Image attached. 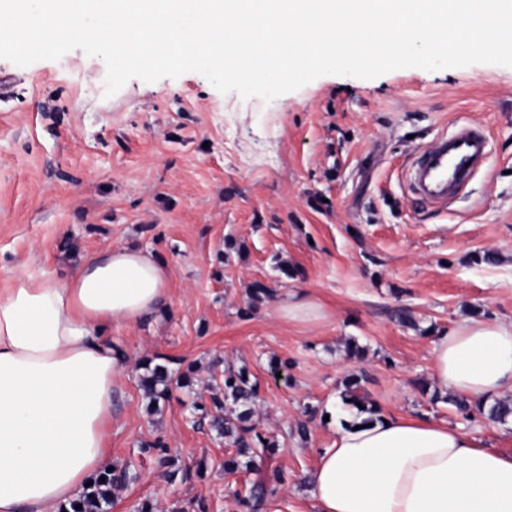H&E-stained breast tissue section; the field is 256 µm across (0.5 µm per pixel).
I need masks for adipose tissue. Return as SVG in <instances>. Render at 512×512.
Masks as SVG:
<instances>
[{"label": "adipose tissue", "instance_id": "adipose-tissue-1", "mask_svg": "<svg viewBox=\"0 0 512 512\" xmlns=\"http://www.w3.org/2000/svg\"><path fill=\"white\" fill-rule=\"evenodd\" d=\"M167 302L165 261L119 244L65 279L21 272L0 288V512H56L108 467L112 385L127 368L112 329ZM431 356L441 394L512 392V321L462 322ZM306 482L317 512H512V453L409 417H347Z\"/></svg>", "mask_w": 512, "mask_h": 512}]
</instances>
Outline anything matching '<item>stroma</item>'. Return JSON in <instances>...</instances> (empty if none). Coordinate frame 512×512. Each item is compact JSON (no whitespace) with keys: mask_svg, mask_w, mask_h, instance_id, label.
Wrapping results in <instances>:
<instances>
[{"mask_svg":"<svg viewBox=\"0 0 512 512\" xmlns=\"http://www.w3.org/2000/svg\"><path fill=\"white\" fill-rule=\"evenodd\" d=\"M0 101V288L16 273L66 277L115 244L168 265L165 309L112 330L128 359L112 390L111 459L132 481L107 512L205 501L238 512L251 474L225 473L232 448L196 426L191 392L246 369L259 387L255 423L284 450L285 486L259 512H316L304 483L351 409L342 382L363 374L385 417L459 427L512 452V419L463 416L434 402L429 351L466 320L512 321V67H410L373 79L323 75L273 101L215 89L187 72L105 93L106 64L82 49L19 67ZM468 120L490 156L464 195L426 207L403 174L424 143ZM260 282L272 298L250 302ZM323 317L292 321V295ZM359 355H351V346ZM165 354L194 369L192 388L150 404L138 363ZM164 438L172 480L139 455Z\"/></svg>","mask_w":512,"mask_h":512,"instance_id":"35a3bbf8","label":"stroma"}]
</instances>
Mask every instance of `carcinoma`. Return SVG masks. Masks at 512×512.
<instances>
[{"label":"carcinoma","instance_id":"carcinoma-1","mask_svg":"<svg viewBox=\"0 0 512 512\" xmlns=\"http://www.w3.org/2000/svg\"><path fill=\"white\" fill-rule=\"evenodd\" d=\"M176 359L166 355H155L141 361L139 369L140 385L145 395L153 402L165 399L169 395L170 386L188 387L191 383L192 368L177 371L171 368ZM224 396H210L211 405L203 403V399L191 402L192 414L197 422L209 420L210 427L229 445L236 448V455L224 460V472L234 473L242 468L252 470L256 464L272 459L278 453L280 444L277 439L267 435L252 423L254 408L259 400L257 382L250 380L245 370H224ZM344 405L350 406L360 414L374 415L378 412L376 405L368 399L360 383V378L352 375L344 381V392L341 395ZM512 414V399L504 398L494 402L488 411V418L499 421ZM142 454L154 456L158 467L168 469V476L176 478L180 472L170 470L171 459L168 456V445L164 439L157 437L152 442L143 443L139 448ZM188 477V472L182 473ZM287 479L284 472L276 470L268 479L254 480L245 494L234 493L237 505L245 512H257L264 501L276 494V485L283 484ZM130 480V463L114 465V470H102L92 478L93 484L84 488L83 492L70 502L66 512H104L103 507L112 505L114 492L124 487ZM82 508L75 509L76 505Z\"/></svg>","mask_w":512,"mask_h":512}]
</instances>
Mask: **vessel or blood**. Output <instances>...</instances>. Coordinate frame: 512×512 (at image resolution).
<instances>
[{"instance_id": "b4317fda", "label": "vessel or blood", "mask_w": 512, "mask_h": 512, "mask_svg": "<svg viewBox=\"0 0 512 512\" xmlns=\"http://www.w3.org/2000/svg\"><path fill=\"white\" fill-rule=\"evenodd\" d=\"M484 129L474 122L456 124L418 149L406 175L412 194L423 203L444 208L488 157Z\"/></svg>"}]
</instances>
